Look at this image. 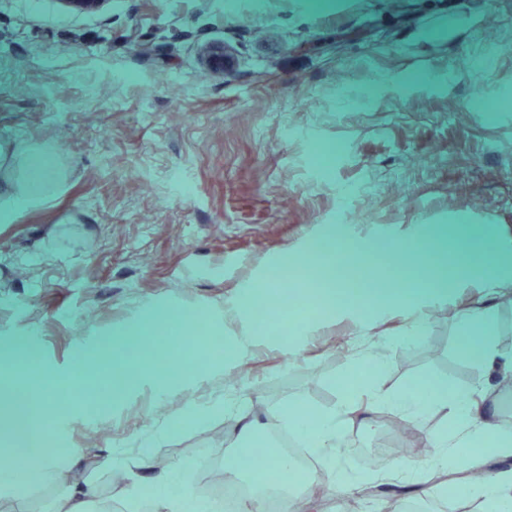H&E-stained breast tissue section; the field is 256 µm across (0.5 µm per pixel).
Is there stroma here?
<instances>
[{"instance_id": "1", "label": "stroma", "mask_w": 512, "mask_h": 512, "mask_svg": "<svg viewBox=\"0 0 512 512\" xmlns=\"http://www.w3.org/2000/svg\"><path fill=\"white\" fill-rule=\"evenodd\" d=\"M212 42L230 66L204 64ZM47 146L60 193L0 222V392L36 363L52 383L87 348L82 380L51 397L95 502L133 512L126 486L105 484L107 457L133 460L132 480L196 485L209 466L245 481L239 453L273 422L350 395L351 450L335 452L348 487L308 478L307 512H373L411 493L435 512H478L461 474L512 470V455L464 443L453 467L427 464L431 437L455 429L447 409L407 414L362 392L371 379L401 396L425 376L478 391L512 427V389L461 345L490 337L512 357V307L498 290L449 287L461 267L512 266V0H105L90 14L0 0V176ZM339 227L370 283H387L378 256L393 238L404 290L447 300L412 316L375 298L316 305L257 337L234 302ZM198 314L216 336L250 337L244 356L195 369L203 341L184 321ZM107 356L179 378L166 397L143 386L87 411ZM387 418L404 425L401 450L374 468L354 451L379 447ZM445 472L450 498L435 482ZM19 477L39 487L22 506L2 494ZM58 494L43 473L0 468V512H56Z\"/></svg>"}]
</instances>
